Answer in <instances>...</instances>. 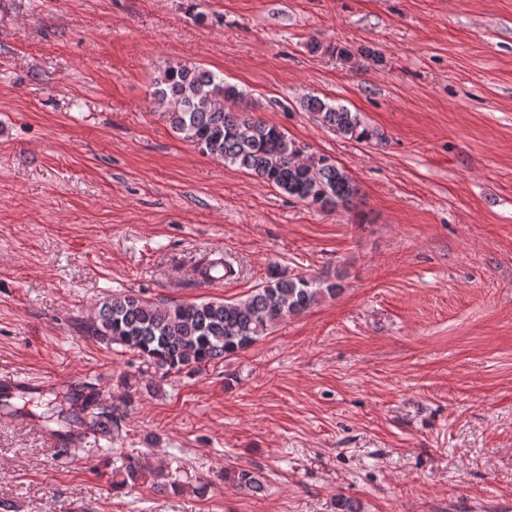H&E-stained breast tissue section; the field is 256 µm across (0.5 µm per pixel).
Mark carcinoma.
<instances>
[{
  "label": "carcinoma",
  "mask_w": 512,
  "mask_h": 512,
  "mask_svg": "<svg viewBox=\"0 0 512 512\" xmlns=\"http://www.w3.org/2000/svg\"><path fill=\"white\" fill-rule=\"evenodd\" d=\"M155 100L168 107V120L179 137L203 154L245 170L250 175L301 201L323 209L347 206L358 188L347 171L329 156H310L302 162L305 148L286 132L246 110L225 107L228 101H241L245 94L224 82L214 72L176 64L164 70L156 81ZM304 109L318 112L323 122L339 135L358 142L369 141L375 131L357 113L318 97L302 102ZM237 274L233 264L223 258L201 267L206 282L230 279ZM339 284L321 279L290 275L272 269L258 288L244 299L226 302L204 300L169 305L148 301L126 293L105 298L87 333L106 344H116L142 357L149 366L166 373L201 367L234 356L267 334L280 320L299 315L320 297L334 295ZM13 395L0 391V412L8 416L28 414L27 405L45 406L41 418L58 426L61 452L76 451L73 436L89 430L96 438L112 444L129 395L112 408L100 406L98 395L89 390L56 392L43 403L29 399L17 407ZM151 479L158 493H178L182 485L162 470H153L138 459L113 472L117 485ZM224 480L239 491L259 497L266 491V478L259 471L240 468L224 471Z\"/></svg>",
  "instance_id": "1"
}]
</instances>
